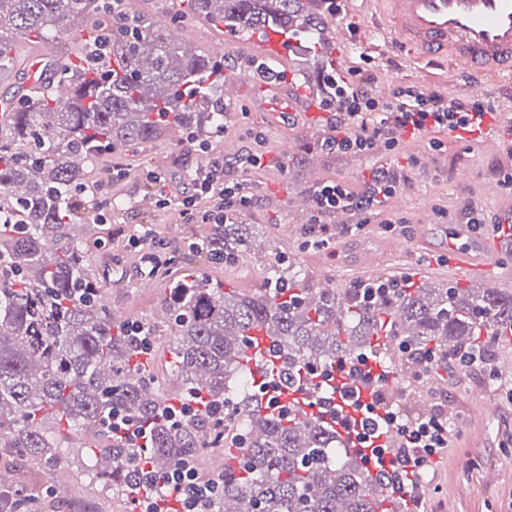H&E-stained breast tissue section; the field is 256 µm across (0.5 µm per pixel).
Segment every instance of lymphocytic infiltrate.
I'll return each mask as SVG.
<instances>
[{
  "label": "lymphocytic infiltrate",
  "instance_id": "lymphocytic-infiltrate-1",
  "mask_svg": "<svg viewBox=\"0 0 512 512\" xmlns=\"http://www.w3.org/2000/svg\"><path fill=\"white\" fill-rule=\"evenodd\" d=\"M324 84L329 98L340 99L346 114L324 140L325 146L336 152L363 153L381 144L398 153L405 146V135L429 130L465 133L484 116L482 105L439 92L427 99L414 84L395 85L386 101L374 97L363 78L330 74ZM408 172V167L402 165L378 169L371 174L362 192L352 191L342 181L317 187L311 233L320 243H328L336 234L329 217L362 209L366 204H382L402 189ZM139 176L158 189L160 207L178 204L190 223L224 224L230 216L257 204L255 195L242 183L225 180L224 161L217 157L207 168L189 174L177 195L166 191L164 177L155 170L141 168ZM339 370L352 383L348 405L361 413L351 425L364 448L370 450L372 459H380L382 455L375 441L385 427L393 424L399 428L401 445L390 466L381 469V476L392 483L395 491L414 487L426 471V461L447 447V421L436 415L402 418L390 396L387 373L373 372L368 356L340 363ZM364 387L370 390L371 400L367 403L360 400V390ZM215 491L211 480L202 478L192 464L184 462L166 474L148 477L142 491L145 512H201L202 500Z\"/></svg>",
  "mask_w": 512,
  "mask_h": 512
}]
</instances>
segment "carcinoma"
Segmentation results:
<instances>
[{
  "mask_svg": "<svg viewBox=\"0 0 512 512\" xmlns=\"http://www.w3.org/2000/svg\"><path fill=\"white\" fill-rule=\"evenodd\" d=\"M171 17L177 30L203 16L244 36L267 28L289 33L298 14L316 19V0H186ZM108 0H0V70L15 65L14 37L39 45L77 22L95 34L80 50L54 54L53 80L73 85L65 100L39 91L21 94L0 121V442L37 461L46 481L18 490L11 512L28 502L52 507L55 476L72 449L66 435L102 438L91 448L87 475L126 496L136 490L142 454L162 475L196 460L232 431L239 464H224L220 489L206 512H385L383 486L368 479L357 457L330 453L336 432L286 409L261 413L257 384L243 363L250 333L271 339L272 372L295 387L310 372L355 355L361 347L386 358L384 336L413 350L460 353L497 332L512 336V292L471 291L385 282L397 292L368 302L352 288L338 295L315 288L275 254L264 269L265 290L226 292L193 274L178 280L166 304L170 368L181 382L176 404L153 386L148 348L156 322L114 318L101 303L102 282L89 269L90 236L72 233L86 169L105 153H118L170 133L224 126V62L187 55L173 33L143 27L133 33L108 22ZM242 217L214 224L194 248L216 264L236 265L251 247ZM143 330V335L134 334ZM244 376L252 393L240 396L230 381ZM211 410L171 411L193 397ZM121 415L151 430L150 448H135L112 433ZM55 421L48 431L45 421Z\"/></svg>",
  "mask_w": 512,
  "mask_h": 512,
  "instance_id": "carcinoma-1",
  "label": "carcinoma"
}]
</instances>
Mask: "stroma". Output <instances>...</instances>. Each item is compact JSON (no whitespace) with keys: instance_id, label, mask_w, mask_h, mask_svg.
I'll use <instances>...</instances> for the list:
<instances>
[{"instance_id":"stroma-1","label":"stroma","mask_w":512,"mask_h":512,"mask_svg":"<svg viewBox=\"0 0 512 512\" xmlns=\"http://www.w3.org/2000/svg\"><path fill=\"white\" fill-rule=\"evenodd\" d=\"M346 24L357 32L358 38L347 47L348 74L371 76L373 83L384 80L431 84L435 90L451 95L468 92L465 82L448 84L440 63L420 57L396 38L378 14L372 0H342ZM261 82L248 83L240 96L226 102L224 134H206L208 150H200L197 142L175 133L155 142L139 144L121 158H102L105 166L121 165L126 177L114 188L124 205L111 223L99 226L74 225L77 235L94 234L90 264L93 269L109 265L118 270L120 279L104 283L103 303L120 319L131 322L160 319L165 299L175 278L195 271L210 280L223 284L225 289L255 294L263 288V270L270 253L285 254L294 265L302 268L310 283L323 285L325 276L335 280L336 292H344L356 284L368 282V274L351 268L346 261L347 245H313L308 243L305 229L310 210L291 207L292 198L312 194L314 186L308 181V164L317 160L323 181L340 180L355 191H362L372 171L381 163H403L404 156L389 155L384 148L366 154L323 151L321 143L328 137L318 117L306 119L297 127L286 118H273L264 104ZM440 140L443 150L431 151L433 140ZM263 151L273 161L272 167L261 171L245 161L247 154ZM433 152L437 166L425 170L414 166L410 180L403 188L401 207H386L383 215L354 216L347 213L340 221L351 224L361 221L357 242L386 243L379 252V264L389 267L394 280L419 278L420 281L447 284L448 272L439 252L417 244L401 250L392 249L396 233L386 231L384 218H405L410 224H430L444 229L465 223L469 213L488 216L497 200L512 198V186L500 187L498 195L488 194L487 188L496 183V170L512 162L504 150L492 151L482 141L460 140L454 135L423 132L408 140L406 153L416 156ZM221 156L228 166L227 179L244 184L258 198L255 209L242 216L243 223L252 227V237L259 248L232 267L216 265L204 255L185 251L188 240L205 239L210 227L206 224L183 223L177 206L165 209L143 208L139 202L145 196L138 171L151 166L163 173L172 183H179L193 170L204 166L210 158ZM473 171L470 180L457 178L460 167ZM161 239L179 261L169 268L150 273L142 259V251L132 240L143 230ZM151 279L152 289L140 288L139 283ZM385 366L396 374L395 391L401 392L400 405L412 415H419L423 401H432L434 408L455 405L457 417L448 423V471L438 481L431 502L438 512L442 502L454 500L456 512H512V377L489 379L486 372L473 369L459 373L453 367H441L424 381L413 380L410 370L398 354L390 350ZM486 398L498 406L497 414L488 420L477 421L470 415L474 399ZM80 456H73L66 466L72 482L70 492L60 496L59 512H132L133 506L121 494L105 495L90 485L80 469Z\"/></svg>"}]
</instances>
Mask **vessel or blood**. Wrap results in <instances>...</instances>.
<instances>
[{
  "label": "vessel or blood",
  "instance_id": "b4317fda",
  "mask_svg": "<svg viewBox=\"0 0 512 512\" xmlns=\"http://www.w3.org/2000/svg\"><path fill=\"white\" fill-rule=\"evenodd\" d=\"M382 17L392 30L421 55L440 59L447 66L448 82H455L461 71H470L473 80L470 94L481 100L486 96L484 75H503L512 79V0H375ZM323 39L337 69H344L346 59L339 48L348 43L347 30L338 12L328 11L322 20ZM295 45L294 40L277 32H267L264 38L245 41L246 58L268 62L266 90L272 94L275 115L316 111L311 97L303 93L282 96L273 77L277 66L286 65ZM235 45L215 44L214 53L224 60V94L233 96L236 89L254 81L255 72L243 61L235 60ZM476 138L486 145L499 147L512 138V110L497 106L488 112ZM448 267L460 282L482 272L500 268L503 254L512 251V207L495 212L485 235L471 233L469 225L457 224L446 234ZM257 348L248 350L247 364L255 379L270 373L275 357L270 340L258 334ZM325 394L324 387L308 384L300 391L279 395V403L308 413H317V399Z\"/></svg>",
  "mask_w": 512,
  "mask_h": 512
}]
</instances>
